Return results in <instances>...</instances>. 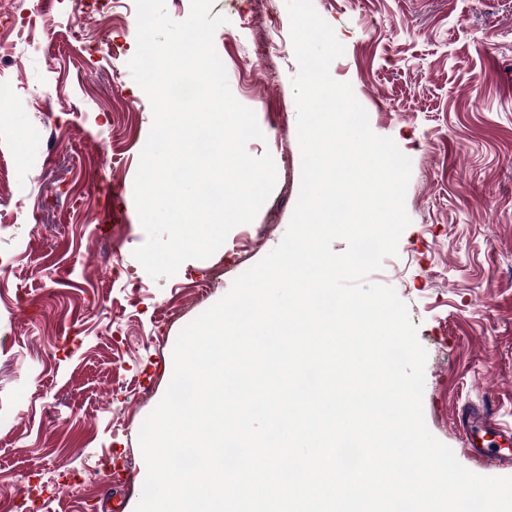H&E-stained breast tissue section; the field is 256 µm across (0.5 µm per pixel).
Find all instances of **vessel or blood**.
<instances>
[{"mask_svg": "<svg viewBox=\"0 0 512 512\" xmlns=\"http://www.w3.org/2000/svg\"><path fill=\"white\" fill-rule=\"evenodd\" d=\"M469 447L484 453L489 465L499 466L512 461V428L496 419V404L486 400L457 411Z\"/></svg>", "mask_w": 512, "mask_h": 512, "instance_id": "vessel-or-blood-1", "label": "vessel or blood"}]
</instances>
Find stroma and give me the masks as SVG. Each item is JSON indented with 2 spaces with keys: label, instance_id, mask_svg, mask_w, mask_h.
Returning <instances> with one entry per match:
<instances>
[{
  "label": "stroma",
  "instance_id": "1",
  "mask_svg": "<svg viewBox=\"0 0 512 512\" xmlns=\"http://www.w3.org/2000/svg\"><path fill=\"white\" fill-rule=\"evenodd\" d=\"M27 41L3 26L0 54L17 87L0 105V512H102L103 460L129 468L123 512L146 477L140 428L164 396L183 328L219 301L238 262L281 242L299 196L302 156L294 56L259 54L290 36L286 0H213L214 34L234 97L253 110L275 187L254 221L235 227L203 267L152 279L133 256L146 239L134 202L152 126L132 78L134 0H26ZM344 53L332 77L351 85L371 130L411 161L410 223L396 255L370 275L408 307L426 349V425L481 476L455 419L486 395L512 427V0H313ZM44 125L51 138L17 132ZM41 159L32 169L33 159ZM118 208L120 222L102 214Z\"/></svg>",
  "mask_w": 512,
  "mask_h": 512
}]
</instances>
